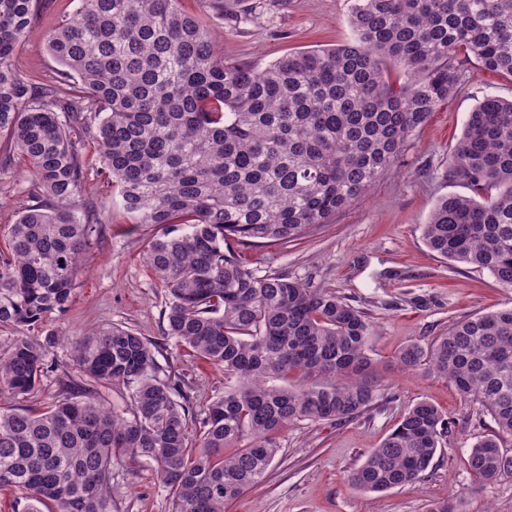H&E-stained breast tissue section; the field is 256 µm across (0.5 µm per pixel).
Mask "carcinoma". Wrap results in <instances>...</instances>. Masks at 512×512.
<instances>
[{"mask_svg":"<svg viewBox=\"0 0 512 512\" xmlns=\"http://www.w3.org/2000/svg\"><path fill=\"white\" fill-rule=\"evenodd\" d=\"M347 2L351 41L258 69L225 63L181 0H80L47 41L55 77L37 83L9 65L36 0H0V137L40 190L0 242V326L65 312L98 243L68 131L77 122L120 210L159 227L145 262L169 292L167 338L237 381L199 418L136 332L111 325L73 341L78 378L121 384L130 403L85 390L38 413L0 406V487L24 493L23 512H114V461L139 457L175 512H224L263 481L281 429L349 420L374 400L365 314L284 272L258 276L242 253L286 248L361 199L456 93L459 54L512 82V0ZM448 180L468 193L437 201L426 244L512 289V98L487 95L469 113ZM47 355L14 337L0 392L35 391ZM398 362L448 378L491 417L495 431L467 456L479 482L512 475V307L458 321ZM295 372L302 382L272 384ZM449 429L435 405L414 403L349 482L370 493L416 482Z\"/></svg>","mask_w":512,"mask_h":512,"instance_id":"obj_1","label":"carcinoma"}]
</instances>
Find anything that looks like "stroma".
I'll return each mask as SVG.
<instances>
[{"instance_id": "stroma-1", "label": "stroma", "mask_w": 512, "mask_h": 512, "mask_svg": "<svg viewBox=\"0 0 512 512\" xmlns=\"http://www.w3.org/2000/svg\"><path fill=\"white\" fill-rule=\"evenodd\" d=\"M77 5L78 0H39L34 33L19 46L11 66L37 81L51 80L57 64L47 52V39ZM183 5L208 27L228 63L262 68L283 55L330 48L353 36L346 0H235L233 17L222 21L201 11L198 0H183ZM489 94L511 98L512 82L466 62L458 92L416 131L400 160L365 198L330 223L311 227L288 248L244 252L256 274L288 272L364 312L374 327L369 355L378 391L370 407L353 419L305 421L283 429L266 478L228 504L226 512H427L431 503L446 498L462 512H512V477L482 485L466 466L471 445L494 427L490 416L448 379L422 368L403 371L396 360L405 346L428 347L456 321L512 307V289L500 287L485 271L448 262L423 240V226L437 200L464 191L448 180V162L469 113ZM6 154L0 140V237L37 193L34 180L18 164L7 163ZM83 199L107 222L68 310L21 329L0 327V348L23 333L47 343L54 370L22 401L0 392V405L18 402L39 409L58 399L61 381L75 373L70 337L118 324L159 347L163 374L180 378L195 410L204 411L231 381L223 371L177 349L165 335L168 291L143 260L155 226L126 223L111 206V188L96 175L86 180ZM421 400L438 407L452 423L430 468L416 483L381 494L353 488L350 472ZM114 470L116 512H173L149 460H122Z\"/></svg>"}]
</instances>
